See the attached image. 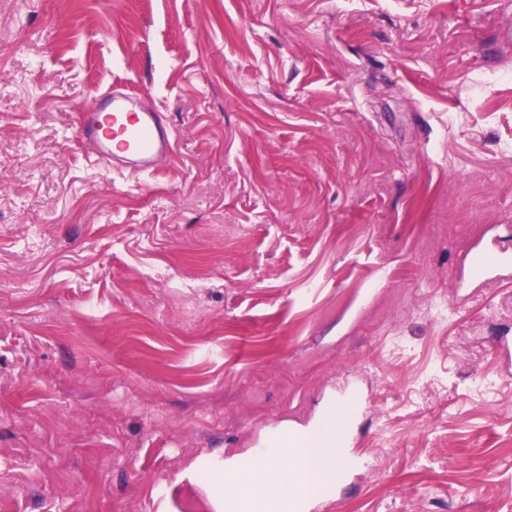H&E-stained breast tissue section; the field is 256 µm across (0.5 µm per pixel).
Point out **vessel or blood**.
Instances as JSON below:
<instances>
[{
  "label": "vessel or blood",
  "mask_w": 512,
  "mask_h": 512,
  "mask_svg": "<svg viewBox=\"0 0 512 512\" xmlns=\"http://www.w3.org/2000/svg\"><path fill=\"white\" fill-rule=\"evenodd\" d=\"M80 139L95 159L119 170L151 174L175 152L172 127L132 89L110 84L78 118Z\"/></svg>",
  "instance_id": "vessel-or-blood-1"
}]
</instances>
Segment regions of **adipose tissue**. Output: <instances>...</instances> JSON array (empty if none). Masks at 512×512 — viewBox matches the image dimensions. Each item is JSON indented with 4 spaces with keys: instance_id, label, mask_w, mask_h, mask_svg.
<instances>
[{
    "instance_id": "obj_1",
    "label": "adipose tissue",
    "mask_w": 512,
    "mask_h": 512,
    "mask_svg": "<svg viewBox=\"0 0 512 512\" xmlns=\"http://www.w3.org/2000/svg\"><path fill=\"white\" fill-rule=\"evenodd\" d=\"M264 442L267 453L244 455L218 475L203 474L221 512H289L293 472L306 471L316 495L334 479L336 421L329 415L310 427L281 424Z\"/></svg>"
}]
</instances>
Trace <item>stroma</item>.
I'll return each mask as SVG.
<instances>
[{"instance_id":"35a3bbf8","label":"stroma","mask_w":512,"mask_h":512,"mask_svg":"<svg viewBox=\"0 0 512 512\" xmlns=\"http://www.w3.org/2000/svg\"><path fill=\"white\" fill-rule=\"evenodd\" d=\"M512 0H0V512L199 485L361 390L312 512H512ZM113 80L176 157L95 166Z\"/></svg>"}]
</instances>
